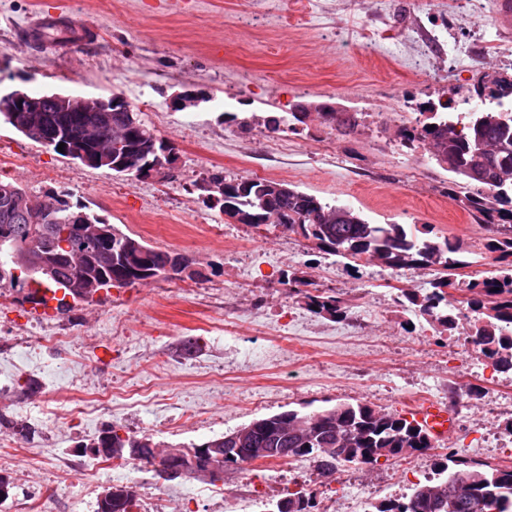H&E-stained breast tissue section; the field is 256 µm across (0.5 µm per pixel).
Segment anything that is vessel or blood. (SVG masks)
Masks as SVG:
<instances>
[{"label": "vessel or blood", "instance_id": "obj_1", "mask_svg": "<svg viewBox=\"0 0 512 512\" xmlns=\"http://www.w3.org/2000/svg\"><path fill=\"white\" fill-rule=\"evenodd\" d=\"M97 34L94 24L67 11L38 10L25 27V38L33 52L42 53L55 48L61 39L80 45ZM410 413L435 438H446L454 429L456 418L448 407L436 400L413 402Z\"/></svg>", "mask_w": 512, "mask_h": 512}]
</instances>
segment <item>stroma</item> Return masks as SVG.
Instances as JSON below:
<instances>
[{"label": "stroma", "instance_id": "1", "mask_svg": "<svg viewBox=\"0 0 512 512\" xmlns=\"http://www.w3.org/2000/svg\"><path fill=\"white\" fill-rule=\"evenodd\" d=\"M59 0H0V87L123 97L175 148L169 173L131 180L62 157L0 124L8 178L38 199L65 189L72 202L195 261L201 278L113 288L92 303L43 311L14 288L0 301V512H96L112 486L158 512H225L206 480L167 482L126 461L90 466L93 443L110 426L172 444L202 443L254 419L361 401L406 413L433 399L456 416L447 444L460 456L512 465V372L496 369L464 340L441 335L405 310L398 289H424L435 269H352L301 235L260 231L207 206L195 184L226 178L281 180L329 203H345L373 224L430 227L460 242L471 271H487L486 226L448 195L450 173L400 144L419 104L461 100L479 77L512 75V37L494 25L495 0H66L98 27L88 47L37 55L16 30ZM204 102L176 110L175 93ZM232 96L237 122L222 118ZM300 102L354 112L343 134L320 121L273 134L263 121ZM305 272L317 288L343 294L347 316L314 314L282 280ZM69 342L43 349L38 320ZM35 392H26L29 381ZM154 399L138 410L126 392ZM112 397L73 415L91 393ZM438 449L345 471L322 483L310 461H258L223 486L256 498L306 489L336 494L343 512H367L410 496L432 476Z\"/></svg>", "mask_w": 512, "mask_h": 512}]
</instances>
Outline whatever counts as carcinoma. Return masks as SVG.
<instances>
[{"label":"carcinoma","mask_w":512,"mask_h":512,"mask_svg":"<svg viewBox=\"0 0 512 512\" xmlns=\"http://www.w3.org/2000/svg\"><path fill=\"white\" fill-rule=\"evenodd\" d=\"M470 97L489 103L483 109L454 114L450 105L428 102L420 106L424 120L400 131L403 146L427 153L428 159L454 175L448 196L466 190L465 206L487 226L491 236L485 250L497 268L487 275L460 281L457 268L467 262L456 257L458 242L447 237H421L401 224H371L360 212L344 204H331L298 190L284 181L230 179L223 202L217 204L227 216L241 224L259 226L261 220L279 211L286 217L281 227L311 241L319 250L348 262L375 264L393 271L405 268H440L425 292L404 291L409 307L429 317L445 331L466 321L465 341L502 372L512 371V76L486 74L470 91ZM142 128L140 149L147 154L173 146L153 139V131L133 113ZM90 115L58 112L43 104L34 122L18 132L40 144L52 136L83 139ZM57 203V229L40 240L29 237L28 216L4 209L0 197V288H15L31 281L37 289L28 295L38 303L39 288L64 290L76 302H89L93 283L119 282L133 286L167 279L165 266L174 253L157 250L141 238L125 233L99 215L88 217L109 231V240L88 253L81 268L70 265L59 245L66 218L86 206L73 204L69 194L49 190ZM43 260L50 273L29 271ZM292 294L315 314L340 320L346 317L347 302L311 287L302 272L287 275ZM460 294L467 314L448 316V305ZM246 448H272L265 459L307 458L317 474L331 478L342 468L362 469L378 464L380 458H406L435 447L436 441L415 419L377 409L367 403H338L331 408L302 413L289 410L253 421ZM110 447L131 448L137 440L151 441L143 434H122L112 427ZM281 448H321L320 454L281 453ZM436 477L417 484L404 499L385 498L370 504L368 512H512V466L492 467L448 452L435 463ZM135 494L120 504L103 498L97 512H131Z\"/></svg>","instance_id":"1"}]
</instances>
